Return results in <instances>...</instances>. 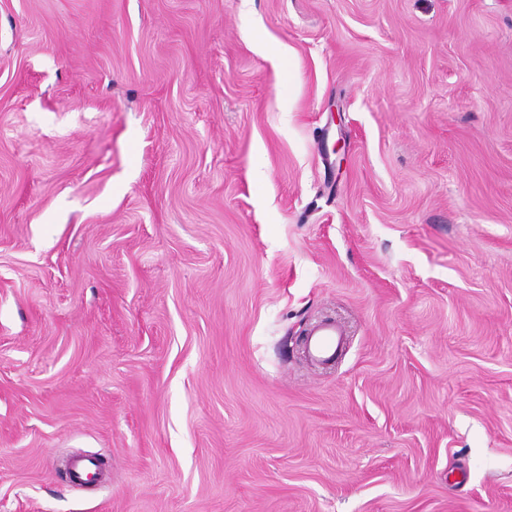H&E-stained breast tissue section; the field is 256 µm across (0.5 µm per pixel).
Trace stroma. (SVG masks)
<instances>
[{
    "label": "stroma",
    "mask_w": 512,
    "mask_h": 512,
    "mask_svg": "<svg viewBox=\"0 0 512 512\" xmlns=\"http://www.w3.org/2000/svg\"><path fill=\"white\" fill-rule=\"evenodd\" d=\"M0 512H512V0H0ZM309 343L311 353L319 358L332 355L342 344L344 332L335 322L321 323L312 333Z\"/></svg>",
    "instance_id": "stroma-1"
}]
</instances>
